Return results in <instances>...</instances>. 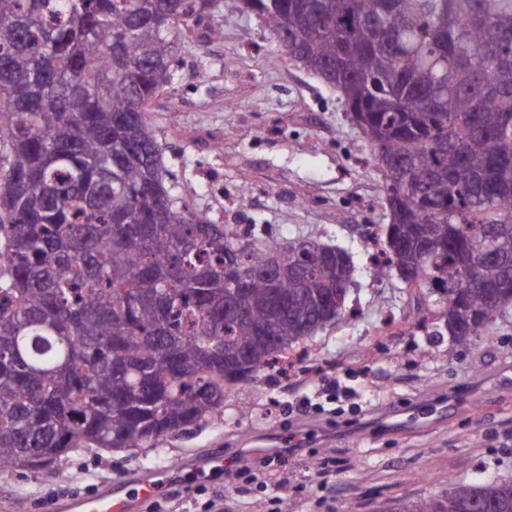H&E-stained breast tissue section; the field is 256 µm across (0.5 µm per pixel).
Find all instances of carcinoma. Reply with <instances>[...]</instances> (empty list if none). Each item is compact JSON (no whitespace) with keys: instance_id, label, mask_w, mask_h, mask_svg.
I'll list each match as a JSON object with an SVG mask.
<instances>
[{"instance_id":"obj_1","label":"carcinoma","mask_w":512,"mask_h":512,"mask_svg":"<svg viewBox=\"0 0 512 512\" xmlns=\"http://www.w3.org/2000/svg\"><path fill=\"white\" fill-rule=\"evenodd\" d=\"M214 8L256 15L353 107L386 180L375 274L439 294L459 346L512 308V0H0L1 469L154 448L221 412L224 368L253 380L343 314L330 247L176 205L147 106ZM392 512H512V480Z\"/></svg>"}]
</instances>
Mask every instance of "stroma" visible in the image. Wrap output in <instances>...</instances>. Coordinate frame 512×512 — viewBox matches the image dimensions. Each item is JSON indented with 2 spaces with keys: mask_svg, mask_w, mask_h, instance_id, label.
Returning a JSON list of instances; mask_svg holds the SVG:
<instances>
[{
  "mask_svg": "<svg viewBox=\"0 0 512 512\" xmlns=\"http://www.w3.org/2000/svg\"><path fill=\"white\" fill-rule=\"evenodd\" d=\"M221 37H213L214 28ZM149 118L179 206L280 242L349 252L340 319L307 339L305 376L267 371L233 387L212 422L156 448L70 455L42 472L0 470V512H66L68 501L161 472L169 512H389L451 484L512 479V313L492 339L456 346L438 304L374 277L371 244L389 222L386 183L339 93L280 48L254 15H203L181 38L172 83ZM428 316L439 333L408 325ZM271 438L264 482L224 484L217 457ZM300 449L286 455L289 442Z\"/></svg>",
  "mask_w": 512,
  "mask_h": 512,
  "instance_id": "obj_1",
  "label": "stroma"
}]
</instances>
